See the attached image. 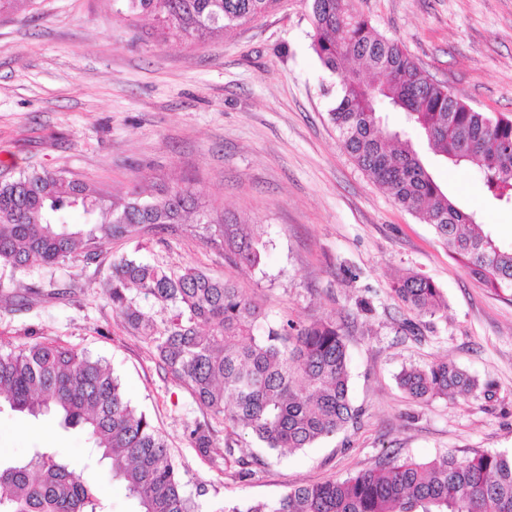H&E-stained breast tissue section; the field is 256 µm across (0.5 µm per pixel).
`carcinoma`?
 Wrapping results in <instances>:
<instances>
[{"instance_id":"obj_1","label":"carcinoma","mask_w":512,"mask_h":512,"mask_svg":"<svg viewBox=\"0 0 512 512\" xmlns=\"http://www.w3.org/2000/svg\"><path fill=\"white\" fill-rule=\"evenodd\" d=\"M282 0H112L116 15L149 17L158 36L200 44L278 9ZM310 49L322 69L340 77L329 110L345 152L394 203L432 226L448 254L494 295L512 298V244L498 241L475 211L457 205L435 180L431 163L408 132L384 125L402 112L435 160L475 169L488 197L512 206V120L478 112L431 79L404 45L379 33L352 0H308ZM36 0H0V16ZM372 74L366 81L363 73ZM192 187L175 182L157 194L134 185L106 199L95 185L48 170L0 183V268L53 267L82 251L96 259L118 241H140L178 224H208ZM218 232L228 259L243 270L261 265L266 243L224 215ZM112 309L154 348L166 371L195 402L224 422V470L240 482L263 461L236 455L248 434L270 451H297L356 422L350 362L342 327L330 320L268 322L236 284L196 268L173 269L122 255L102 281ZM393 291L415 317L447 307L432 280L410 274ZM398 382L413 399L490 400L480 383L441 361L403 370ZM33 417L57 416L93 440L137 504V512H193L165 440L126 400L112 371L72 349L36 342L0 352V406ZM189 444L201 457L216 447L214 429L196 422ZM0 512H105L96 491L59 449L33 448L0 458ZM227 512H512V455L487 452L465 460L388 455L342 479L296 487L271 501Z\"/></svg>"}]
</instances>
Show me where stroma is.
I'll use <instances>...</instances> for the list:
<instances>
[{"label": "stroma", "mask_w": 512, "mask_h": 512, "mask_svg": "<svg viewBox=\"0 0 512 512\" xmlns=\"http://www.w3.org/2000/svg\"><path fill=\"white\" fill-rule=\"evenodd\" d=\"M382 34L460 100L512 118V0H354ZM305 0L195 46L150 36L111 0H39L34 17L0 18V182L32 169L63 171L118 197L134 184L185 181L210 219L250 220L267 243L245 271L224 257L203 224L118 242L97 260L0 273V351L51 341L101 360L126 398L165 437L182 491L198 512L272 500L288 489L343 478L386 454L426 461L512 451V301L474 281L432 227L399 208L343 150L328 110L336 80L310 48ZM436 180L460 206L482 213L512 241V209L489 202L477 175L443 162ZM197 268L234 281L268 320L332 319L347 338L357 424L297 452H263L242 437V454L263 463L248 482L224 470V425L197 405L133 335L104 296L114 257ZM430 278L447 309L404 328L409 311L393 284ZM452 361L493 382L494 399L414 400L397 377L411 366ZM212 423L217 446L204 458L187 426ZM46 444L82 466L91 441L51 417L0 408V457ZM107 512L136 504L106 466L86 469Z\"/></svg>", "instance_id": "stroma-1"}]
</instances>
